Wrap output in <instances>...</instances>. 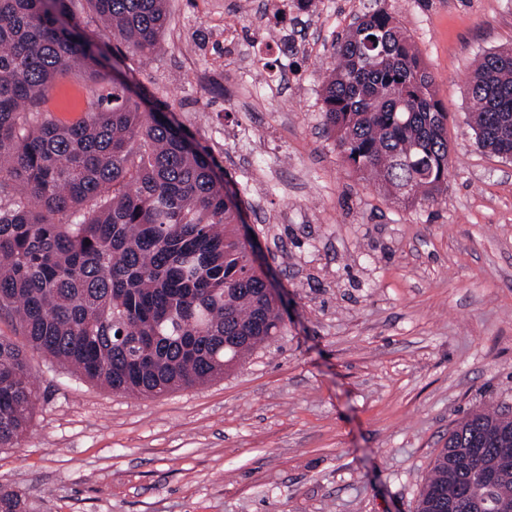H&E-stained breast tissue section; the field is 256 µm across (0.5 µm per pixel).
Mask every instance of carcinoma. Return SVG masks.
Here are the masks:
<instances>
[{"mask_svg":"<svg viewBox=\"0 0 512 512\" xmlns=\"http://www.w3.org/2000/svg\"><path fill=\"white\" fill-rule=\"evenodd\" d=\"M84 6L141 57L167 22L166 0H0V311L13 324L0 334V448L19 443L40 403L28 349L116 393L158 396L223 376L284 329L239 234L241 201L202 148L123 82L72 122L42 108L58 77L106 76ZM358 19L323 82L325 125L355 171L409 206L434 203L448 188V113L383 0ZM468 95L477 145L512 157L511 48L481 56ZM448 443L418 512H512V465L500 462L512 419L475 410ZM0 512L31 505L0 491Z\"/></svg>","mask_w":512,"mask_h":512,"instance_id":"carcinoma-1","label":"carcinoma"}]
</instances>
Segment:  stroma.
Wrapping results in <instances>:
<instances>
[{
  "mask_svg": "<svg viewBox=\"0 0 512 512\" xmlns=\"http://www.w3.org/2000/svg\"><path fill=\"white\" fill-rule=\"evenodd\" d=\"M255 2L167 0L148 59L100 45L237 191L286 327L224 378L158 397L29 352L41 405L0 448V489L35 512H417L456 423L512 415V161L477 146L467 95L476 57L512 46V0L385 2L448 114V189L412 207L362 179L323 122L322 78L363 0ZM281 28L308 34L277 90L278 56L252 44ZM111 91L71 73L47 105L73 121Z\"/></svg>",
  "mask_w": 512,
  "mask_h": 512,
  "instance_id": "obj_1",
  "label": "stroma"
}]
</instances>
